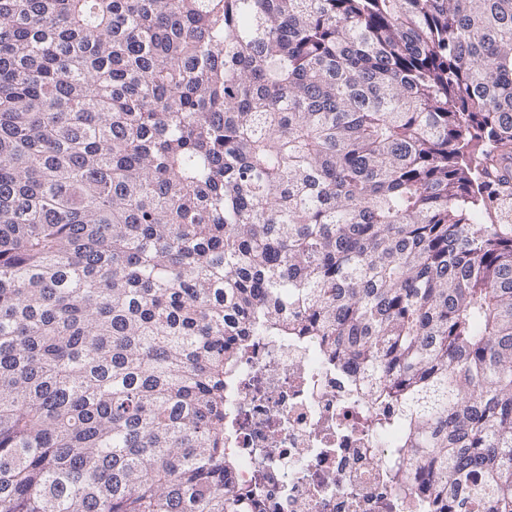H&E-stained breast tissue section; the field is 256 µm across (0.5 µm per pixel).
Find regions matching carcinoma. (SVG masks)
I'll return each mask as SVG.
<instances>
[{
    "label": "carcinoma",
    "mask_w": 512,
    "mask_h": 512,
    "mask_svg": "<svg viewBox=\"0 0 512 512\" xmlns=\"http://www.w3.org/2000/svg\"><path fill=\"white\" fill-rule=\"evenodd\" d=\"M511 179L512 0H0V512H232L260 332L512 512Z\"/></svg>",
    "instance_id": "cac0c4a2"
}]
</instances>
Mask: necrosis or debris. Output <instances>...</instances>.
<instances>
[{"mask_svg": "<svg viewBox=\"0 0 512 512\" xmlns=\"http://www.w3.org/2000/svg\"><path fill=\"white\" fill-rule=\"evenodd\" d=\"M397 412L358 397L317 343L255 338L224 399L234 512H423L390 477L400 429L373 423Z\"/></svg>", "mask_w": 512, "mask_h": 512, "instance_id": "4bbe7bcc", "label": "necrosis or debris"}]
</instances>
